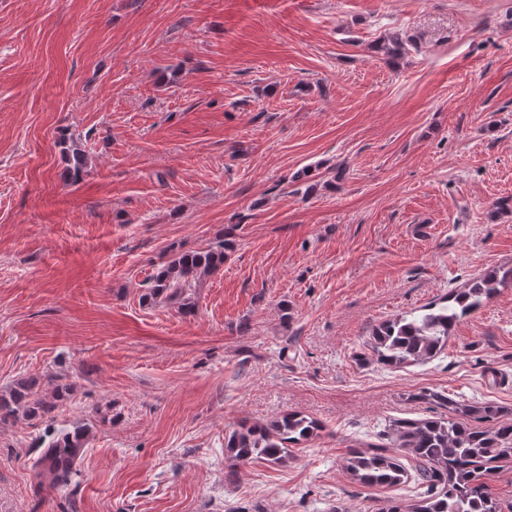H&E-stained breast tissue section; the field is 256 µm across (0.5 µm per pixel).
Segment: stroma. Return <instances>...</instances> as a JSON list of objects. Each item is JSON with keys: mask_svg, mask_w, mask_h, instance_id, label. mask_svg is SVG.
Segmentation results:
<instances>
[{"mask_svg": "<svg viewBox=\"0 0 512 512\" xmlns=\"http://www.w3.org/2000/svg\"><path fill=\"white\" fill-rule=\"evenodd\" d=\"M509 197L512 0H0V394L70 389L0 422V512L421 500L413 476L360 486L347 453L431 416L422 387L512 410V287L428 362L380 364L368 335L512 265ZM228 224L192 313L141 304L166 246ZM288 412L319 436L226 484L225 432ZM77 428L51 485L44 446Z\"/></svg>", "mask_w": 512, "mask_h": 512, "instance_id": "obj_1", "label": "stroma"}]
</instances>
